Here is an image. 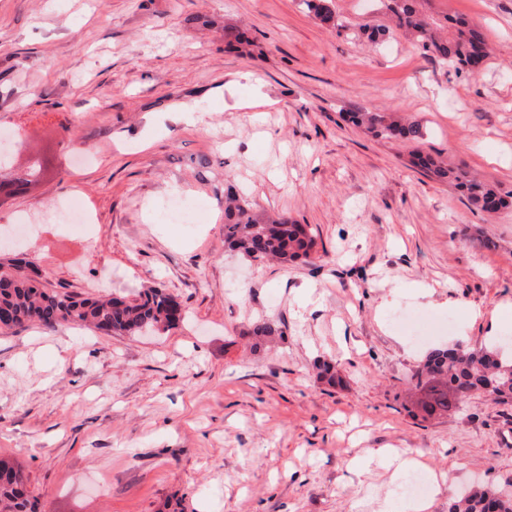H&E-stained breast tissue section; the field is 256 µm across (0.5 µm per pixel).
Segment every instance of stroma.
Instances as JSON below:
<instances>
[{
    "label": "stroma",
    "instance_id": "1",
    "mask_svg": "<svg viewBox=\"0 0 512 512\" xmlns=\"http://www.w3.org/2000/svg\"><path fill=\"white\" fill-rule=\"evenodd\" d=\"M423 9L483 28L478 73L403 38L379 0H334V27L302 0H0V132L29 144L17 171L47 165L0 200V228L40 226L0 261L25 254L77 295L161 287L188 312L149 336L0 330V457L40 512H378L387 454L424 463L427 512L477 482L512 495V403L429 416L413 387L433 349L512 337V314L489 318L512 302V208L475 209L411 163L512 190V0ZM351 111L403 113L422 136L372 138ZM229 186L310 225L311 257L231 254ZM174 195L186 219L158 223ZM69 198L92 224L56 229ZM263 318L284 337L257 347Z\"/></svg>",
    "mask_w": 512,
    "mask_h": 512
}]
</instances>
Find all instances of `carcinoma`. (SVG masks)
I'll return each instance as SVG.
<instances>
[{
    "instance_id": "cac0c4a2",
    "label": "carcinoma",
    "mask_w": 512,
    "mask_h": 512,
    "mask_svg": "<svg viewBox=\"0 0 512 512\" xmlns=\"http://www.w3.org/2000/svg\"><path fill=\"white\" fill-rule=\"evenodd\" d=\"M308 9L329 24L336 23L331 0H304ZM419 0H381L404 35L456 71L475 73L488 56L481 27L459 16H448L450 38L441 37L418 9ZM348 120L363 126L376 137L413 141L422 136L418 124L395 112H351ZM413 164L441 180L453 183L469 204L486 212L512 206V192L503 193L459 167H451L430 155L418 154ZM41 172L34 164L21 180H0V195L16 196L28 191ZM224 242L243 257L276 258L283 263L309 257L315 247L314 235L285 214L260 215L233 189H224ZM186 313L161 288H149L131 300L124 297L80 298L67 292L42 287L40 274L23 255L0 263V330L39 323L53 327L59 323L89 325L104 334L139 336L166 332L184 321ZM252 334L268 341L281 335L277 324L258 321ZM494 384L497 400L512 402V346L496 343L487 349L436 350L416 374L414 386L424 393L423 411L432 415L446 412L471 395ZM0 512H38L37 502L27 490L21 465L0 457ZM448 512H512V496L477 487L448 505Z\"/></svg>"
}]
</instances>
